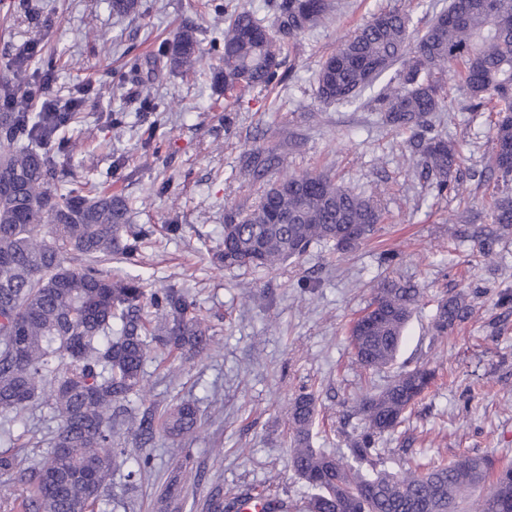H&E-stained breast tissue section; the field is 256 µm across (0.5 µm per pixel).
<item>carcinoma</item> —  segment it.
Returning <instances> with one entry per match:
<instances>
[{
	"instance_id": "carcinoma-1",
	"label": "carcinoma",
	"mask_w": 512,
	"mask_h": 512,
	"mask_svg": "<svg viewBox=\"0 0 512 512\" xmlns=\"http://www.w3.org/2000/svg\"><path fill=\"white\" fill-rule=\"evenodd\" d=\"M484 2L451 0L417 36L405 13L380 11L321 64L316 97L327 104L353 103L399 66L394 84L377 97L384 120L396 131L424 129L410 141L419 175L440 195L458 194L466 176L461 152L447 133L428 124V116L447 108L448 75L459 76L471 111L490 113L485 173L502 186L488 204L496 229L472 232L488 259L492 236L512 230V0H498L494 13ZM110 4L117 15L139 13V0ZM332 10L331 0H280L271 27L248 11L230 13L214 83L241 99L278 82L285 39L317 26ZM166 56L172 69L196 72L203 57L194 29L178 31ZM75 118L74 112H0V410L21 419L48 378L59 422L37 466L22 468L16 457L0 453V471H17L28 486L25 512H92L112 473L126 463L125 450L115 447L119 428L145 442L160 432H192L199 420L193 403L181 402L160 415L124 403L141 390L148 340L181 357L212 345L209 326L184 289L161 288L148 297L139 279L114 277L101 268L112 259L133 258L148 230L129 224V203L121 195L56 190L54 154L63 149L56 134ZM383 220L380 205L362 192L321 174H290L269 184L250 212L226 213L224 266L272 269L300 258L314 243L343 254L354 248L344 244L348 226H355L361 241ZM77 256L89 263L69 265ZM421 298V289L408 283L377 285L369 308L378 317L369 334L349 329L362 368L394 365ZM472 313L462 292L441 299L433 335H447ZM436 377V369L419 365L398 371L382 389H370L356 404L363 429L347 456L311 446L315 395L303 391L293 399L289 459L313 490L305 512H457L466 492L512 485V465L496 469L484 456L397 472L376 468L378 440L403 422ZM248 501L246 496L226 505L213 495L207 512H241ZM467 512H501L497 495L475 494Z\"/></svg>"
}]
</instances>
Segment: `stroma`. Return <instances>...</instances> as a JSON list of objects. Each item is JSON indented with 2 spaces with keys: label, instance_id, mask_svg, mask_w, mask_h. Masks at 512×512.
<instances>
[{
  "label": "stroma",
  "instance_id": "1",
  "mask_svg": "<svg viewBox=\"0 0 512 512\" xmlns=\"http://www.w3.org/2000/svg\"><path fill=\"white\" fill-rule=\"evenodd\" d=\"M19 2L0 0V77L21 89L48 74L50 97L84 101L55 158L58 187L126 197L132 224L150 234L134 260H112L107 270L140 276L150 291L187 289L214 336L209 353L189 360L151 345L137 406L161 411L190 401L200 426L187 439L122 436L127 468L113 474L99 512H156L157 496L183 463L203 477L183 483L172 512H205L215 493L228 502L264 493L301 503L309 489L289 462L291 400L315 393L312 445L342 454L363 427L354 401L396 369L426 362L437 379L404 423L380 438L378 467L397 471L464 455L512 463V308L497 304L499 293L512 292V234L488 261L477 240L453 233L473 215L490 222L480 179L491 146L487 113L469 111L457 82H449L448 107L430 120L461 145L470 176L463 196H440L417 174L410 133L383 123L369 98L345 105L315 96L321 63L374 13L399 6L421 31L449 0H333L330 20L285 42L281 82L241 102L208 77L223 51L224 12L250 10L268 24L275 0H140L138 15L125 17L113 14L109 0ZM184 27L194 29L203 53L202 68L188 75L173 71L164 54ZM31 41L40 53L17 66ZM146 86L149 109L141 104ZM255 150L274 152L283 166L253 178L244 163ZM302 171L372 196L384 223L341 260L332 247L314 244L272 270L225 268L227 210H252L268 181ZM385 279L411 281L424 298L394 366L372 372L355 362L347 333ZM460 291L472 299L473 315L433 340L438 301ZM57 429L48 403L27 410L13 427L25 441L14 456L33 465ZM144 457L150 467L128 483L127 470Z\"/></svg>",
  "mask_w": 512,
  "mask_h": 512
}]
</instances>
